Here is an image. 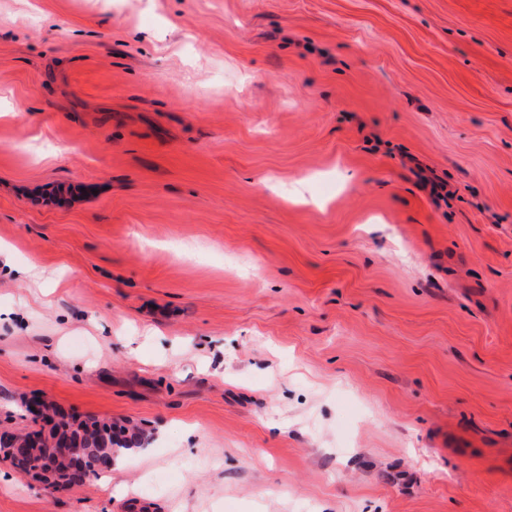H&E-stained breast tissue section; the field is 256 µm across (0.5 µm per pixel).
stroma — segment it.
I'll use <instances>...</instances> for the list:
<instances>
[{"label":"stroma","mask_w":512,"mask_h":512,"mask_svg":"<svg viewBox=\"0 0 512 512\" xmlns=\"http://www.w3.org/2000/svg\"><path fill=\"white\" fill-rule=\"evenodd\" d=\"M0 431L149 434L0 512H512V0H0Z\"/></svg>","instance_id":"stroma-1"}]
</instances>
